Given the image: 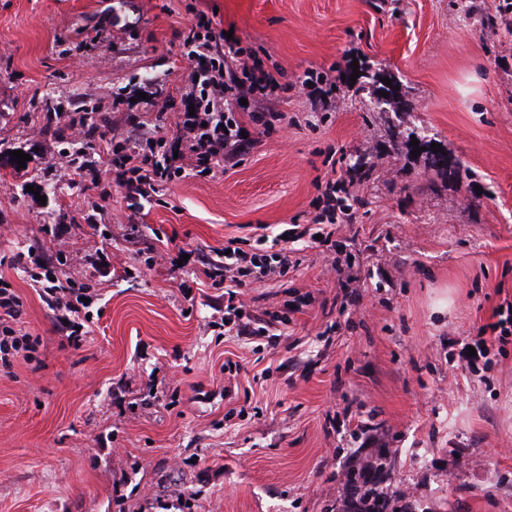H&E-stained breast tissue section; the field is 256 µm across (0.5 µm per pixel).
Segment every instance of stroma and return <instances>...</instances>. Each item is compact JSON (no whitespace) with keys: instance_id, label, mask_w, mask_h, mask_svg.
Masks as SVG:
<instances>
[{"instance_id":"stroma-1","label":"stroma","mask_w":512,"mask_h":512,"mask_svg":"<svg viewBox=\"0 0 512 512\" xmlns=\"http://www.w3.org/2000/svg\"><path fill=\"white\" fill-rule=\"evenodd\" d=\"M502 3L0 0V257L66 256L95 295L69 347L25 274L0 264L39 339L34 357L0 366V512H161L189 492L191 512H341L343 467L382 452L415 512H512V338L489 364L461 356L512 306V21L488 22ZM197 13L295 88L235 167L167 183L137 215L106 155L78 132L50 136L45 115L80 105L107 129L133 110L173 128L162 106L191 71L176 33ZM355 60L399 81L397 109L345 80ZM328 68L325 122L302 79ZM407 127L460 174L393 152ZM15 150L42 173L35 192L11 176ZM332 150L352 221L330 244L295 242L298 269L241 296L256 315L303 306L275 343L223 335L224 301L202 274L214 249L310 220ZM359 154L369 176L352 167ZM75 161L95 164L110 195L93 228L66 177ZM101 247L105 277L86 262ZM349 262L350 281L334 269Z\"/></svg>"}]
</instances>
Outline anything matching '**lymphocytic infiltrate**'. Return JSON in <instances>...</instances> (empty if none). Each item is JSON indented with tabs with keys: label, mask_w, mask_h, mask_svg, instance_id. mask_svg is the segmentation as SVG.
<instances>
[{
	"label": "lymphocytic infiltrate",
	"mask_w": 512,
	"mask_h": 512,
	"mask_svg": "<svg viewBox=\"0 0 512 512\" xmlns=\"http://www.w3.org/2000/svg\"><path fill=\"white\" fill-rule=\"evenodd\" d=\"M178 39L188 50L196 79L185 93L194 112H178L174 137L161 134L159 128H148L138 113H128L123 133L97 132L89 138V147L107 154L116 169L117 185L131 208L153 202L164 184L186 176L187 172L204 174L235 166L249 139L242 133L247 127L260 128L263 134L275 131L282 121L280 112H228L224 104L230 100L261 98L274 103L288 92V83L265 70L255 51L241 41L229 39L215 31L211 19L196 15ZM282 236H259L251 249L238 246L217 250L211 259L207 277L213 287L224 291L225 332L249 340L274 338L278 327L287 325V312L277 311L258 317L240 311L237 302L241 287L272 278L286 277L294 268L289 240ZM276 245V254L265 252L266 245ZM38 288L40 298L55 314L59 329L69 343L79 345L81 333L77 321L91 290L73 278L62 275V256L42 252H18L13 258ZM23 301L15 288L0 276V365L10 366L15 354L29 351L33 343L28 332L19 328Z\"/></svg>",
	"instance_id": "f902f5d3"
}]
</instances>
